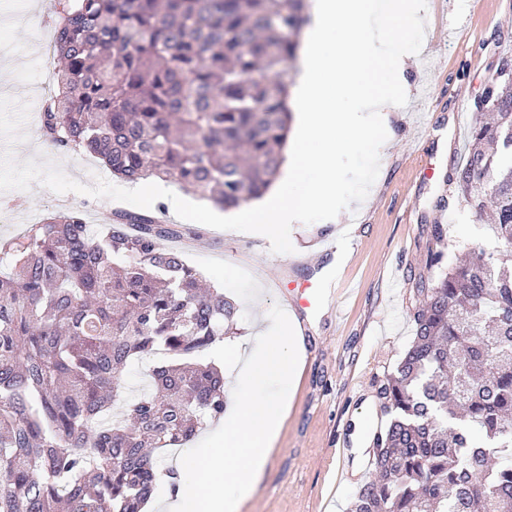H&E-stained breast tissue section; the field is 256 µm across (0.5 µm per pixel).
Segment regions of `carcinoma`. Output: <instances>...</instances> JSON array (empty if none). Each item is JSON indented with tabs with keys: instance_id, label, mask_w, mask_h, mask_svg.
<instances>
[{
	"instance_id": "obj_1",
	"label": "carcinoma",
	"mask_w": 512,
	"mask_h": 512,
	"mask_svg": "<svg viewBox=\"0 0 512 512\" xmlns=\"http://www.w3.org/2000/svg\"><path fill=\"white\" fill-rule=\"evenodd\" d=\"M60 87L38 133L137 184L174 180L213 205L262 195L283 163L303 0H56ZM449 180L490 211L497 254L444 263L448 228L413 277L410 347L377 391L386 425L349 512H512V59L485 90ZM177 234L121 211L96 235L51 213L5 246L0 274V512H144L161 448L224 417V374L197 355L238 307L202 286ZM160 351L147 390L123 373Z\"/></svg>"
}]
</instances>
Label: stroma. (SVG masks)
<instances>
[{"label": "stroma", "instance_id": "stroma-1", "mask_svg": "<svg viewBox=\"0 0 512 512\" xmlns=\"http://www.w3.org/2000/svg\"><path fill=\"white\" fill-rule=\"evenodd\" d=\"M55 0H0V45L11 48L0 58V96L30 106L25 140L8 145L16 160L57 164L83 184L95 178L91 157L57 149L37 133L44 98L31 89L54 71L51 46H39L31 25L51 32ZM491 21L471 11L470 0H427L426 30L416 66L400 81L408 85V103L393 110L392 143L380 155L379 175L362 203L351 206L348 259L337 276L349 297L316 316L299 318L306 357L293 408L267 474L243 512H347L371 473V441L386 417L377 389L393 373L410 345L414 304L411 275L426 273L433 242L430 226L442 216L448 227V262L470 250L497 252L500 244L488 221L457 197L449 182L463 164L471 130L480 115L477 99L495 81L501 58H512V0H487ZM480 64L459 70L463 56ZM19 200L9 224L0 223V244L22 235L35 217L55 210V195L39 183L10 190ZM447 198V211L438 201ZM167 223L199 237L186 262L208 283L223 289L239 308L232 343L246 345L260 317L272 305L292 306L280 285L321 278L333 260L325 250L335 239L336 223L293 224L291 254H276L255 233L214 229L165 213Z\"/></svg>", "mask_w": 512, "mask_h": 512}]
</instances>
